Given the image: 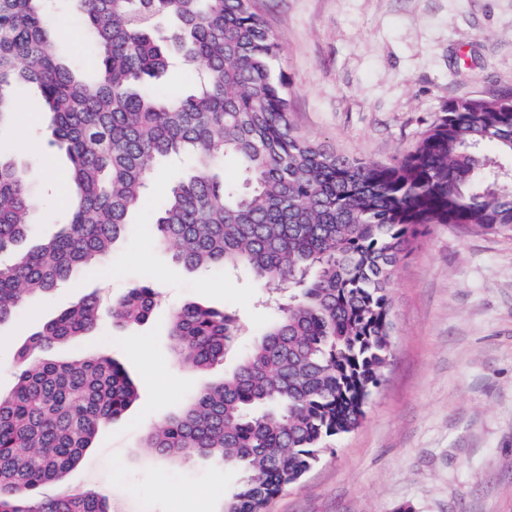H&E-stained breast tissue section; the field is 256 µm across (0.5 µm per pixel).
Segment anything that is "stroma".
Instances as JSON below:
<instances>
[{
    "mask_svg": "<svg viewBox=\"0 0 512 512\" xmlns=\"http://www.w3.org/2000/svg\"><path fill=\"white\" fill-rule=\"evenodd\" d=\"M282 47L291 120L337 153L384 164L407 153L449 100L512 93V0H255ZM72 39L59 55L90 68V36L74 9H53ZM12 95L22 119L0 130V154L19 158L38 200L27 244L51 238L65 208L56 185L65 154L43 133L35 90ZM179 161L155 166L124 238L106 264L33 296L0 325V395L14 386L16 344L86 294L104 301L147 283L161 293L151 318L55 346L70 360L108 355L139 398L103 426L80 463L44 494L110 493L115 512H220L241 471L195 456L174 462L144 446L273 316L243 272L191 271L158 246L152 221ZM197 302L242 329L224 362L201 375L173 355V309ZM392 356L361 424L267 512H512V235L436 224L398 266L391 290Z\"/></svg>",
    "mask_w": 512,
    "mask_h": 512,
    "instance_id": "1",
    "label": "stroma"
}]
</instances>
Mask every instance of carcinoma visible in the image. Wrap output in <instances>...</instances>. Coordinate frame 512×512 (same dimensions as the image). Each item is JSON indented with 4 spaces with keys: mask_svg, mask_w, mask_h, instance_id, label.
<instances>
[{
    "mask_svg": "<svg viewBox=\"0 0 512 512\" xmlns=\"http://www.w3.org/2000/svg\"><path fill=\"white\" fill-rule=\"evenodd\" d=\"M56 0H0V129L14 126L18 83L37 87L50 138L77 190L61 232L15 254L37 200L25 171L0 157V324L28 296L48 295L77 268L102 263L125 234L153 165L188 154L154 221L159 243L190 269L241 270L284 298L236 369L148 431L145 447L239 468L220 512H265L313 468L329 441L355 430L391 355L397 267L433 224L512 233V101H449L415 146L388 164L336 153L290 120L281 46L252 0H68L90 28L88 77L55 48ZM203 67L200 86L158 95L148 79L170 63ZM236 160L240 182L220 173ZM147 284L108 306L89 294L16 346L17 382L0 397V512H112L99 490L42 497L124 415L138 390L112 358L39 353L92 331L107 314L143 323ZM240 333L197 303L172 312L175 354L205 371Z\"/></svg>",
    "mask_w": 512,
    "mask_h": 512,
    "instance_id": "obj_1",
    "label": "carcinoma"
}]
</instances>
